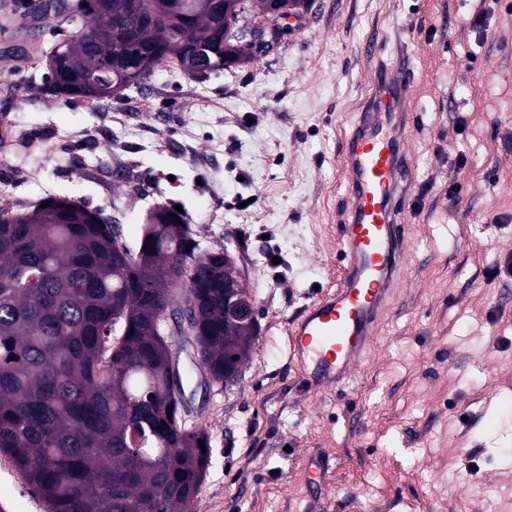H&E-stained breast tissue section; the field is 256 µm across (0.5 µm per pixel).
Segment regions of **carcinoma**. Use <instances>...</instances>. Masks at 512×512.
I'll list each match as a JSON object with an SVG mask.
<instances>
[{
    "instance_id": "1",
    "label": "carcinoma",
    "mask_w": 512,
    "mask_h": 512,
    "mask_svg": "<svg viewBox=\"0 0 512 512\" xmlns=\"http://www.w3.org/2000/svg\"><path fill=\"white\" fill-rule=\"evenodd\" d=\"M73 0L81 24L48 48L51 92L91 102L142 89L184 49L207 53L210 73L246 64L255 52L224 46V27L254 0ZM0 210V453L46 512H189L211 463L206 428L179 416L170 384L168 311L186 296L197 310L200 362L212 383L238 381L257 347L259 324L224 316L237 280L224 287V260L199 248L185 222L161 212L138 251L116 246L113 225L79 203L48 198ZM193 271L201 287L173 274ZM16 359H10V356Z\"/></svg>"
}]
</instances>
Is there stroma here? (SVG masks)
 I'll list each match as a JSON object with an SVG mask.
<instances>
[{"label": "stroma", "mask_w": 512, "mask_h": 512, "mask_svg": "<svg viewBox=\"0 0 512 512\" xmlns=\"http://www.w3.org/2000/svg\"><path fill=\"white\" fill-rule=\"evenodd\" d=\"M309 0L250 63L157 72L127 98L51 96L46 59L0 31V209L65 197L137 249L180 206L202 249L237 257L260 323L237 384H186L210 436L193 512H512V0ZM405 59L406 258L347 385L303 388L287 328L342 261V141L382 64ZM200 92L220 109L191 108ZM465 166H458V159ZM252 198L239 207L238 198ZM329 464L307 498V463ZM0 512H45L0 454Z\"/></svg>", "instance_id": "obj_1"}]
</instances>
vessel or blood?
Segmentation results:
<instances>
[{"mask_svg":"<svg viewBox=\"0 0 512 512\" xmlns=\"http://www.w3.org/2000/svg\"><path fill=\"white\" fill-rule=\"evenodd\" d=\"M44 10L40 0H27L19 11L9 0H0V18L13 24L24 54L38 47L30 33ZM410 100L406 62L383 69L369 105L343 144L345 195L337 227L343 263L287 331L290 353L312 388L345 384L402 282L405 235L400 204L413 181L405 150Z\"/></svg>","mask_w":512,"mask_h":512,"instance_id":"obj_1","label":"vessel or blood"}]
</instances>
